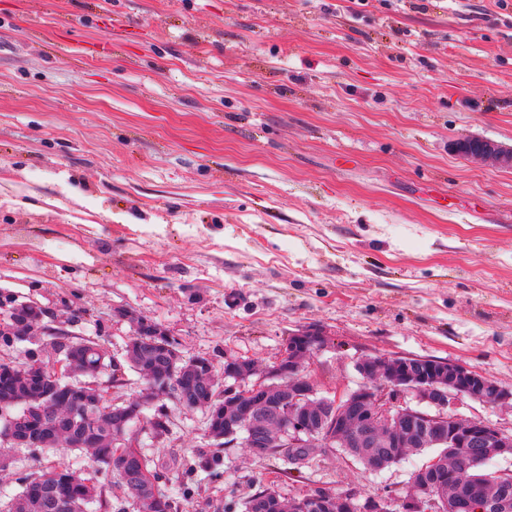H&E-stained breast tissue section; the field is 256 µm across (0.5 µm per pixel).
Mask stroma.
<instances>
[{"instance_id":"1","label":"stroma","mask_w":512,"mask_h":512,"mask_svg":"<svg viewBox=\"0 0 512 512\" xmlns=\"http://www.w3.org/2000/svg\"><path fill=\"white\" fill-rule=\"evenodd\" d=\"M512 5L500 0H0V301L99 334L130 319L259 372L303 330L319 394L368 355L462 363L512 390ZM143 451L181 493L199 411ZM315 450L304 483L224 450L187 512L277 482L405 492ZM458 150L470 157L491 162L504 168L512 167V148L483 137H471L458 144Z\"/></svg>"}]
</instances>
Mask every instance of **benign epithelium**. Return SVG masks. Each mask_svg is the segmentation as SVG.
<instances>
[{
  "label": "benign epithelium",
  "instance_id": "1",
  "mask_svg": "<svg viewBox=\"0 0 512 512\" xmlns=\"http://www.w3.org/2000/svg\"><path fill=\"white\" fill-rule=\"evenodd\" d=\"M458 150L470 157L491 162L504 168L512 167V148L502 146L483 137H471L458 144ZM324 336L318 331L305 330L288 337L291 349L282 352L278 360L269 368L268 378L285 379L281 385L269 386L256 382L250 386L238 385L240 401L246 407L264 405L263 417L259 420L246 419L247 447L259 454L271 447L267 435L268 421L276 419L288 423V446L301 444L302 433L309 435L324 428L329 441H340L351 448H373L380 452L385 448H394L401 433L375 430L378 417L386 416L395 407L401 405L404 394L410 393L418 402V407L405 411L404 421L410 425L415 418L430 421L433 442L461 449L457 478H462L471 461L480 457L512 456V431L490 424L478 418H464L445 413L453 407L461 396L483 401L490 396L498 402L512 400V391L500 386L486 375L460 363H446L417 357L382 356L378 359L365 357L356 363V370L374 375V384L364 383L358 388L336 394V399H347L344 408L336 411V416L328 423L321 420H302L293 413L295 404L314 395V386L302 372L303 362L313 353L322 349ZM75 374L74 367L67 361L53 360L41 362L31 368L39 383L52 385V390H40L39 399L55 407L61 402L64 390L55 386V378L61 370ZM40 413H27V419L19 421L14 428L11 440L16 444H25L37 437L44 439L48 447L56 446L55 435L42 432L35 424ZM132 448L120 447L115 451L113 460L116 467L127 480L141 481L147 485L154 479L139 465V453ZM445 504L448 512H473L471 500L463 494L448 497L445 494L436 499L431 494H411L407 497H394L384 501L380 498L360 501L358 492L350 490L323 502V512H385L390 506L395 512H441L440 504Z\"/></svg>",
  "mask_w": 512,
  "mask_h": 512
}]
</instances>
